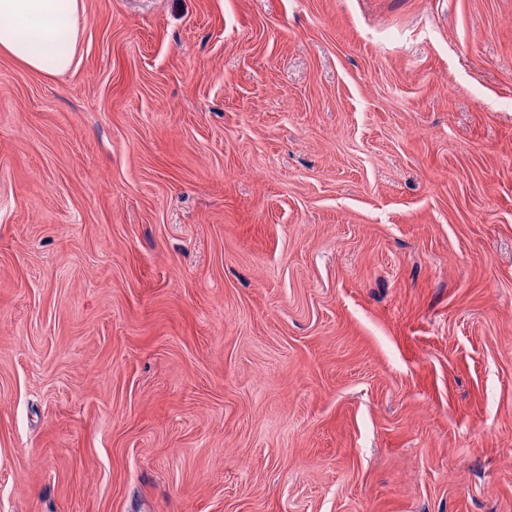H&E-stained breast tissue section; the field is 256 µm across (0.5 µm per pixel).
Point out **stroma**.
Wrapping results in <instances>:
<instances>
[{
  "instance_id": "35a3bbf8",
  "label": "stroma",
  "mask_w": 512,
  "mask_h": 512,
  "mask_svg": "<svg viewBox=\"0 0 512 512\" xmlns=\"http://www.w3.org/2000/svg\"><path fill=\"white\" fill-rule=\"evenodd\" d=\"M0 54V512H512V0H83ZM82 14V0H0V52L32 70L64 74L74 61Z\"/></svg>"
}]
</instances>
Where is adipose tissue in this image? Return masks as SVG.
Masks as SVG:
<instances>
[{
    "mask_svg": "<svg viewBox=\"0 0 512 512\" xmlns=\"http://www.w3.org/2000/svg\"><path fill=\"white\" fill-rule=\"evenodd\" d=\"M82 0H0V52L47 74L67 72L81 34Z\"/></svg>",
    "mask_w": 512,
    "mask_h": 512,
    "instance_id": "1",
    "label": "adipose tissue"
}]
</instances>
